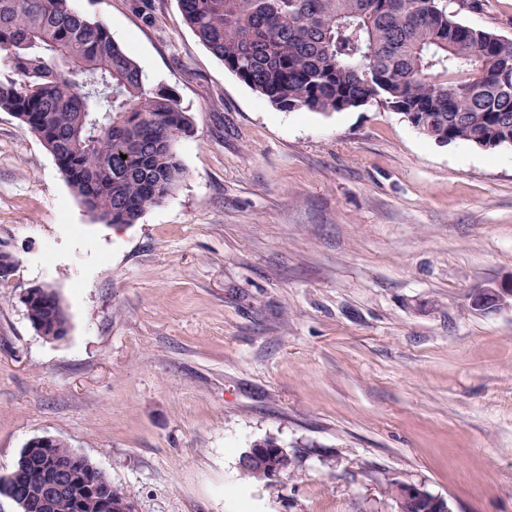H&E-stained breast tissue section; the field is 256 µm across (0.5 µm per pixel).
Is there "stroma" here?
I'll use <instances>...</instances> for the list:
<instances>
[{"label": "stroma", "mask_w": 512, "mask_h": 512, "mask_svg": "<svg viewBox=\"0 0 512 512\" xmlns=\"http://www.w3.org/2000/svg\"><path fill=\"white\" fill-rule=\"evenodd\" d=\"M71 0L193 118L184 179L134 224L94 221L47 146L0 112V473L48 436L136 512H512V147L440 145L377 104L280 111L227 71L177 0ZM512 38V0L459 8ZM47 287L66 336L22 302ZM300 455L274 487L241 453ZM512 306V280L481 288L470 296V308L476 314L497 311L509 303ZM28 317L36 329L43 328L38 332L41 335L49 334L58 336H44L48 339H55L65 336L68 328V319L61 301L54 291L48 297H39L26 306ZM391 498L396 503L397 512H411L405 509L406 506L416 508L418 512H451L447 500L429 494L422 486L416 484H398Z\"/></svg>", "instance_id": "1"}]
</instances>
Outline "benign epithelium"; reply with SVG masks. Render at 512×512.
Listing matches in <instances>:
<instances>
[{
    "instance_id": "7a95c632",
    "label": "benign epithelium",
    "mask_w": 512,
    "mask_h": 512,
    "mask_svg": "<svg viewBox=\"0 0 512 512\" xmlns=\"http://www.w3.org/2000/svg\"><path fill=\"white\" fill-rule=\"evenodd\" d=\"M511 301L512 281L501 282L474 292L470 296V308L476 314H488ZM55 444L56 440L52 437H36L25 449L23 461L27 464L33 459V454H41L34 467V473L38 475V486L41 487L40 494L31 492L20 497L13 482L0 483V495L12 499L20 512H37L39 509L47 508L55 497L70 493L79 485L75 471L50 452ZM239 465L244 472L259 466L273 481L293 471L294 456L277 444L271 447L260 441L252 444L241 454ZM391 498L396 503L397 512H408V506L418 509L419 512H451L447 500L428 493L422 486L416 484H398Z\"/></svg>"
}]
</instances>
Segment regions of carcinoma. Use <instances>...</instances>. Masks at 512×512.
Listing matches in <instances>:
<instances>
[{"label": "carcinoma", "mask_w": 512, "mask_h": 512, "mask_svg": "<svg viewBox=\"0 0 512 512\" xmlns=\"http://www.w3.org/2000/svg\"><path fill=\"white\" fill-rule=\"evenodd\" d=\"M71 0H0V111L49 146L91 217L135 224L184 178L192 126L130 51ZM199 41L272 106L341 112L375 102L440 144L512 143V38L472 28L434 0H178ZM64 336L55 292L27 306ZM80 479L124 496L87 458Z\"/></svg>", "instance_id": "1"}]
</instances>
